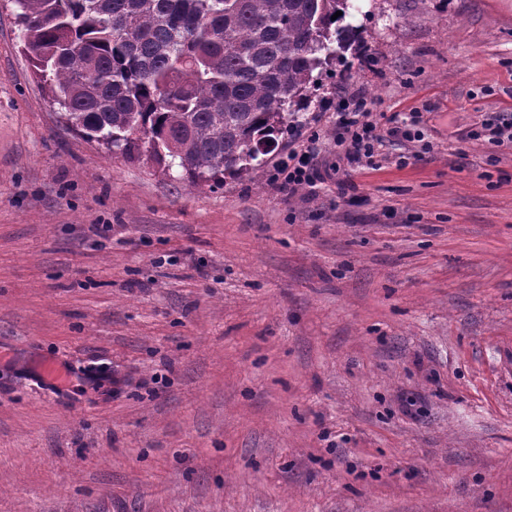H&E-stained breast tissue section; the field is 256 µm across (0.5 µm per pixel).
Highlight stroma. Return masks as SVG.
I'll use <instances>...</instances> for the list:
<instances>
[{
  "label": "stroma",
  "mask_w": 512,
  "mask_h": 512,
  "mask_svg": "<svg viewBox=\"0 0 512 512\" xmlns=\"http://www.w3.org/2000/svg\"><path fill=\"white\" fill-rule=\"evenodd\" d=\"M343 22L300 126L193 185L68 126L0 0V512H512V148L458 138L512 113V0ZM341 90L423 142L287 194Z\"/></svg>",
  "instance_id": "stroma-1"
}]
</instances>
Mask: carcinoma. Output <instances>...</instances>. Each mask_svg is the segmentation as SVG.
I'll return each mask as SVG.
<instances>
[{"label": "carcinoma", "instance_id": "cac0c4a2", "mask_svg": "<svg viewBox=\"0 0 512 512\" xmlns=\"http://www.w3.org/2000/svg\"><path fill=\"white\" fill-rule=\"evenodd\" d=\"M66 122L191 183L251 169L323 65L356 40L349 0H13Z\"/></svg>", "mask_w": 512, "mask_h": 512}]
</instances>
